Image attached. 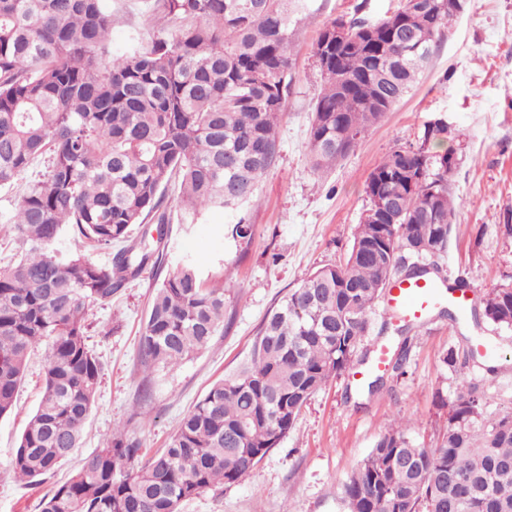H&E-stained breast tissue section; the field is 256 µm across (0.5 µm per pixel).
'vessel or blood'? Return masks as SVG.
<instances>
[{"label":"vessel or blood","mask_w":512,"mask_h":512,"mask_svg":"<svg viewBox=\"0 0 512 512\" xmlns=\"http://www.w3.org/2000/svg\"><path fill=\"white\" fill-rule=\"evenodd\" d=\"M385 303L403 318L424 323L429 313L441 305H449L459 312H467L470 297L468 290H447L445 281L433 278L399 280L391 284Z\"/></svg>","instance_id":"b4317fda"}]
</instances>
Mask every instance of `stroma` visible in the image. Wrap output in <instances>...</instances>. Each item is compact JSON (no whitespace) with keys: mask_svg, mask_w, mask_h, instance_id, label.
I'll return each mask as SVG.
<instances>
[{"mask_svg":"<svg viewBox=\"0 0 512 512\" xmlns=\"http://www.w3.org/2000/svg\"><path fill=\"white\" fill-rule=\"evenodd\" d=\"M397 5L398 0H308L291 39L293 81L279 119L276 160L254 201L238 213L209 212L188 227L175 210L165 228L164 272L192 259L206 281L223 283V333L192 359L149 370L140 360L139 336L157 284L154 269H145L111 302L91 304L88 344L99 359L101 383L83 445L41 481L16 480L9 461L42 392L44 354L35 352L14 412L0 418V512H40L44 495L113 430L126 429L139 442L140 458L165 448L209 387L247 361L278 300L309 273L345 257L368 206L369 173L393 149L417 144L431 119L447 118L456 153L448 188L459 207L439 260L442 275L468 281L475 307L488 290L512 285V0H466L420 82L327 177L318 178L309 167V121L321 87L312 47L321 28L356 13L374 21ZM108 6L109 51L145 46L150 0H108ZM242 215L253 229L248 243L232 235ZM464 334L459 324L436 315L418 325L409 334L403 373L387 372L376 394L357 386L372 379L371 370L331 379L249 475L183 502L179 512H345L344 482L394 421L411 422L414 445H435L457 386L441 357L451 349L466 354ZM481 334L494 358L470 363L468 378L484 387L485 413L495 417L512 412V331L486 321Z\"/></svg>","mask_w":512,"mask_h":512,"instance_id":"obj_1","label":"stroma"}]
</instances>
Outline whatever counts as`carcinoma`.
Listing matches in <instances>:
<instances>
[{
    "mask_svg": "<svg viewBox=\"0 0 512 512\" xmlns=\"http://www.w3.org/2000/svg\"><path fill=\"white\" fill-rule=\"evenodd\" d=\"M307 0H153L149 45L104 60L112 31L105 0H0V190L32 161L47 166L0 222L23 251L0 267V417L14 407L31 350L46 345L40 405L10 465L34 482L80 447L101 366L87 312L110 302L147 266L162 264L178 189L184 224L237 210L273 166L291 81V25ZM458 9L451 0H400L349 36L313 44L322 88L307 158L323 176L416 84ZM448 136L424 125L366 180L369 200L343 262L289 292L265 320L250 362L215 382L164 450L143 463L139 443L112 432L41 512H178L231 487L276 448L311 396L367 359L357 356L369 313L395 275L439 273L457 203L448 191ZM140 238H131L135 225ZM120 248L101 265L86 245ZM483 317L512 329V287L485 294ZM224 329V286L192 261L159 283L139 338L145 363L176 365ZM470 356L443 363L460 382L446 433L419 448L402 420L383 433L343 485L346 512H512V412L484 415L468 381Z\"/></svg>",
    "mask_w": 512,
    "mask_h": 512,
    "instance_id": "cac0c4a2",
    "label": "carcinoma"
}]
</instances>
